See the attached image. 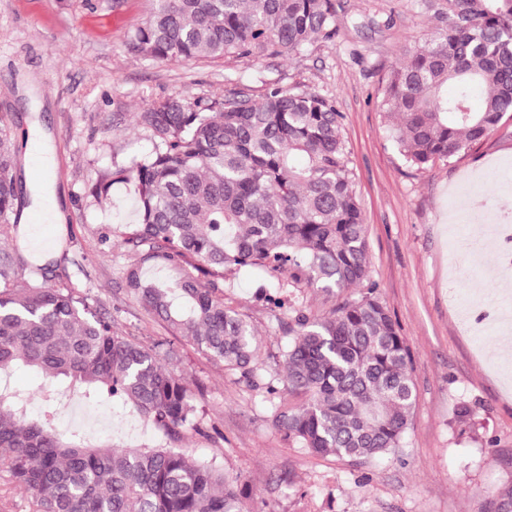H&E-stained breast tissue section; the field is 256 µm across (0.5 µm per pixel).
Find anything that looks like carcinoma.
Returning a JSON list of instances; mask_svg holds the SVG:
<instances>
[{
	"label": "carcinoma",
	"mask_w": 512,
	"mask_h": 512,
	"mask_svg": "<svg viewBox=\"0 0 512 512\" xmlns=\"http://www.w3.org/2000/svg\"><path fill=\"white\" fill-rule=\"evenodd\" d=\"M156 2L127 39L156 62L291 55L338 35L336 0ZM418 2L436 25L382 78L380 109L420 170L468 151L512 116V0ZM343 119L335 99L278 82L258 100L242 91L207 102L169 97L137 114L150 152L98 181L96 194L135 184L140 221L101 238L139 253L124 271L127 287L172 335L245 377L261 366L250 324L224 305V275L265 268L268 300L303 286L328 295L364 288L321 316L288 296L283 371L266 383L274 424L289 440L360 462L401 448L415 389L409 348L370 282ZM20 165L1 115L0 468L33 495V512H257L240 478L211 463L172 448L90 447L57 430L63 385L87 405L119 399L171 438L206 434L186 382L155 349L117 332L64 281L58 261L24 255ZM152 261L177 266L179 278H146ZM20 366L42 374L30 393L13 385ZM282 393L304 401L274 402ZM35 397L43 411L32 419ZM486 512H512V487Z\"/></svg>",
	"instance_id": "cac0c4a2"
}]
</instances>
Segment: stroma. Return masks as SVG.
<instances>
[{"label":"stroma","mask_w":512,"mask_h":512,"mask_svg":"<svg viewBox=\"0 0 512 512\" xmlns=\"http://www.w3.org/2000/svg\"><path fill=\"white\" fill-rule=\"evenodd\" d=\"M336 40L290 56L153 62L131 53L126 36L156 0H0V113L14 136L49 134L55 196L74 239L51 248L73 284L89 292L117 331L159 346L182 371L204 427L220 439L187 434L192 461L240 474L256 512H483L512 486V329L483 321L481 301L503 294L504 270L472 237L494 224L512 197V119L468 152L419 170L390 137L376 106L381 77L432 19L415 0H341ZM269 80L335 98L344 115L348 166L367 226L369 275L400 326L413 361L416 401L398 455L363 465L298 448L274 425L266 377L283 368L288 307L255 297L267 273L243 269L224 282V302L256 333L261 375L248 382L171 335L130 294L124 270L134 256L103 245L105 228L135 222L133 185L98 196L94 184L147 153L143 107L185 94L213 100L242 91L260 98ZM125 120L113 124V113ZM471 414L459 415L462 406ZM85 443L120 448L169 445L164 433L120 403L70 406L57 421Z\"/></svg>","instance_id":"obj_1"}]
</instances>
